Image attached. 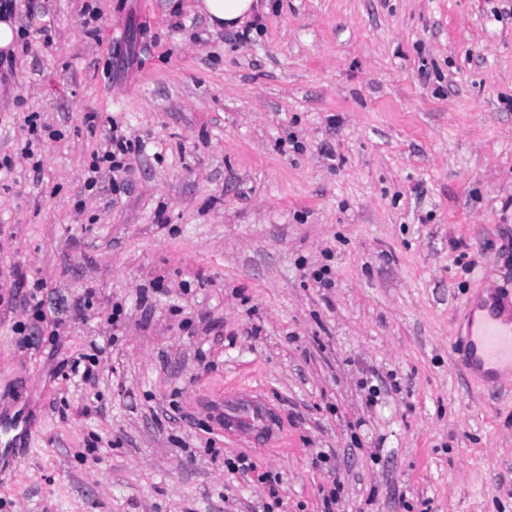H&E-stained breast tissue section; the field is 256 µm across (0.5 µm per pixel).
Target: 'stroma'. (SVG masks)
<instances>
[{"instance_id": "stroma-1", "label": "stroma", "mask_w": 512, "mask_h": 512, "mask_svg": "<svg viewBox=\"0 0 512 512\" xmlns=\"http://www.w3.org/2000/svg\"><path fill=\"white\" fill-rule=\"evenodd\" d=\"M195 3L15 0L0 270L46 320L0 304V512H512V375L464 349L512 294V0ZM115 130L144 150L86 189ZM239 385L265 445L218 421ZM258 0H200L197 8L214 27H238L249 19ZM221 407L238 413V416L232 418V423L224 422V430H232L252 444L258 441V437L270 434L271 412L260 391L247 389L224 392Z\"/></svg>"}]
</instances>
